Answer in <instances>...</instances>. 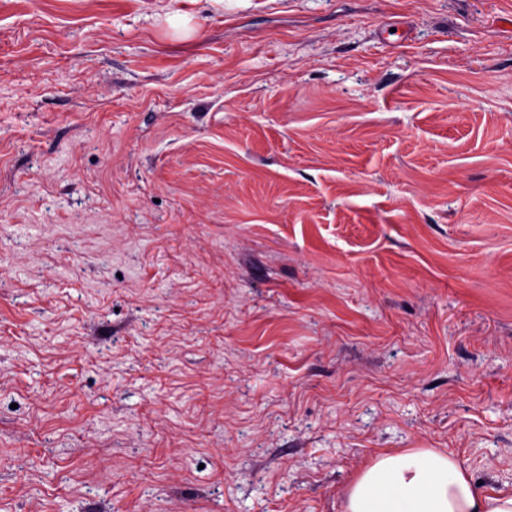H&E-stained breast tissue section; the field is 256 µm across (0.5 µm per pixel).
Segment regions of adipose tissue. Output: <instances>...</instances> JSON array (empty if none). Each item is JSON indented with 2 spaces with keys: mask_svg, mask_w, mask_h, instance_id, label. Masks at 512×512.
I'll return each mask as SVG.
<instances>
[{
  "mask_svg": "<svg viewBox=\"0 0 512 512\" xmlns=\"http://www.w3.org/2000/svg\"><path fill=\"white\" fill-rule=\"evenodd\" d=\"M344 512H512V494L479 491L465 461L416 448L382 454L362 469Z\"/></svg>",
  "mask_w": 512,
  "mask_h": 512,
  "instance_id": "adipose-tissue-1",
  "label": "adipose tissue"
}]
</instances>
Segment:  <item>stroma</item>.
I'll use <instances>...</instances> for the list:
<instances>
[{"label": "stroma", "instance_id": "35a3bbf8", "mask_svg": "<svg viewBox=\"0 0 512 512\" xmlns=\"http://www.w3.org/2000/svg\"><path fill=\"white\" fill-rule=\"evenodd\" d=\"M508 15L0 0V512L511 491ZM466 461L434 448L385 453L347 490L344 512H512V494L481 492Z\"/></svg>", "mask_w": 512, "mask_h": 512}]
</instances>
